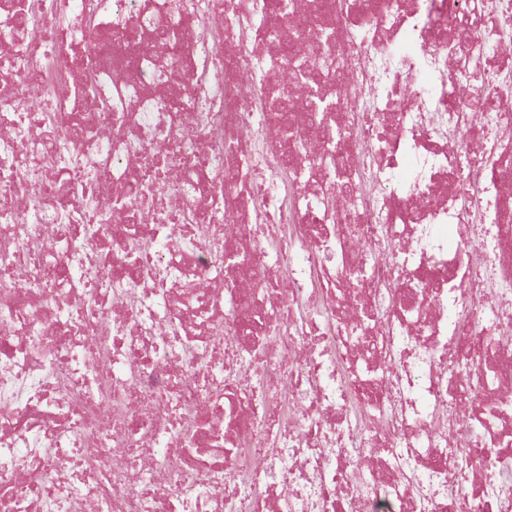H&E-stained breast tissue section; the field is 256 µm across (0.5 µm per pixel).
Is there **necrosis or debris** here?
<instances>
[{
    "instance_id": "1",
    "label": "necrosis or debris",
    "mask_w": 512,
    "mask_h": 512,
    "mask_svg": "<svg viewBox=\"0 0 512 512\" xmlns=\"http://www.w3.org/2000/svg\"><path fill=\"white\" fill-rule=\"evenodd\" d=\"M287 2L0 0V512H512V0Z\"/></svg>"
}]
</instances>
